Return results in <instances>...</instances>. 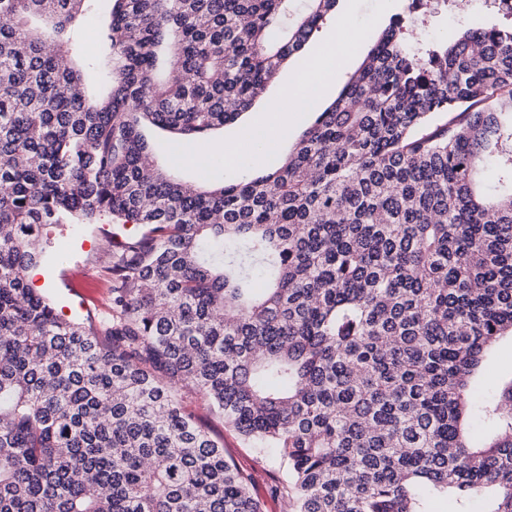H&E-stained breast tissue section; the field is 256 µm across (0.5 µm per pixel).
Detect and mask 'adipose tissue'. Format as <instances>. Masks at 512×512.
Instances as JSON below:
<instances>
[{
	"instance_id": "adipose-tissue-1",
	"label": "adipose tissue",
	"mask_w": 512,
	"mask_h": 512,
	"mask_svg": "<svg viewBox=\"0 0 512 512\" xmlns=\"http://www.w3.org/2000/svg\"><path fill=\"white\" fill-rule=\"evenodd\" d=\"M366 38L363 29L351 23L338 25L331 40L312 56L305 67L298 72L297 82L303 91L297 99L298 107H306L312 99L318 97L328 86L331 75L336 72V56L344 48L359 44ZM270 117L268 124L248 130L245 137L250 145L249 153H241L232 145H224V167L239 170L249 165L254 156L262 153L278 135L288 131L289 109L281 100L267 103Z\"/></svg>"
}]
</instances>
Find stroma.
<instances>
[{
	"label": "stroma",
	"mask_w": 512,
	"mask_h": 512,
	"mask_svg": "<svg viewBox=\"0 0 512 512\" xmlns=\"http://www.w3.org/2000/svg\"><path fill=\"white\" fill-rule=\"evenodd\" d=\"M406 5L407 0H348L346 7L354 19L367 26V37L373 42L388 26L391 17L403 12ZM504 20L503 13L492 0H473V8L468 15H457L454 7L450 6L413 17L412 23L421 28L424 41L429 42L449 41L463 30L480 29ZM314 118V110L296 112L288 137L272 145L258 165L242 169L239 174L225 172L221 160L209 161L203 169L207 180L219 184L237 177L251 178L270 170L295 147ZM113 229L112 222L104 219L95 224L65 225L52 232L48 257L40 267L38 280L65 317L82 320L92 313L101 315L107 312V234ZM182 397L204 428L223 444L225 455L253 473V493L261 500L264 512H291L289 502L271 490L274 477L280 473L278 463L259 460L250 444L233 427L225 424L223 417L215 413L201 396L186 391Z\"/></svg>",
	"instance_id": "1"
}]
</instances>
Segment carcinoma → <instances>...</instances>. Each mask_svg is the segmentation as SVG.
<instances>
[{
    "instance_id": "1",
    "label": "carcinoma",
    "mask_w": 512,
    "mask_h": 512,
    "mask_svg": "<svg viewBox=\"0 0 512 512\" xmlns=\"http://www.w3.org/2000/svg\"><path fill=\"white\" fill-rule=\"evenodd\" d=\"M99 2L0 0V512H263L184 388L292 512H512V24L394 15L277 169L206 189L142 127L235 122L338 0H111L102 58ZM102 214L136 234L71 321L27 273ZM110 2H102V9L98 15L89 14L80 21L75 36L79 41L92 44L99 39L104 27L110 20ZM490 366L500 377L510 376L512 373V340L504 338L498 345L496 354L489 361ZM184 404L191 409L211 435L224 445V454L231 456L240 466L254 475L253 493L263 503L264 512H291L290 502L272 492L275 476H282L278 462H266L256 458L254 448L245 441L224 418L215 413L208 402L194 392L181 391Z\"/></svg>"
}]
</instances>
